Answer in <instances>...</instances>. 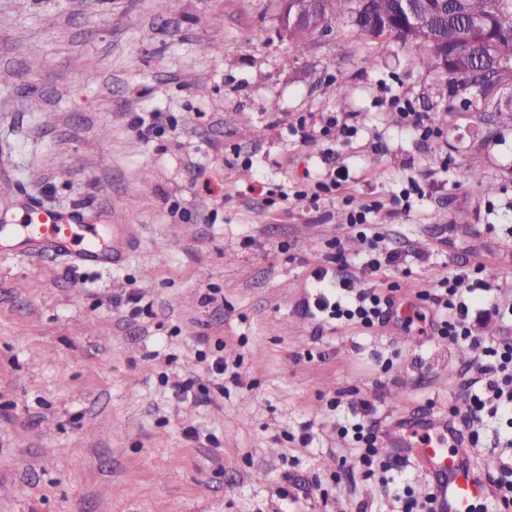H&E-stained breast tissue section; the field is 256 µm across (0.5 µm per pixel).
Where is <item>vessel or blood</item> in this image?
Segmentation results:
<instances>
[{
	"mask_svg": "<svg viewBox=\"0 0 512 512\" xmlns=\"http://www.w3.org/2000/svg\"><path fill=\"white\" fill-rule=\"evenodd\" d=\"M2 241L66 253L82 266L118 264L126 246L105 225L86 223L83 213L62 218L33 200L25 202L19 223L0 225ZM390 445L408 449L421 466L432 512H473L476 503L498 496L495 486L476 472L463 436L449 427L447 415L401 421Z\"/></svg>",
	"mask_w": 512,
	"mask_h": 512,
	"instance_id": "b4317fda",
	"label": "vessel or blood"
}]
</instances>
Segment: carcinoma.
<instances>
[{
    "instance_id": "cac0c4a2",
    "label": "carcinoma",
    "mask_w": 512,
    "mask_h": 512,
    "mask_svg": "<svg viewBox=\"0 0 512 512\" xmlns=\"http://www.w3.org/2000/svg\"><path fill=\"white\" fill-rule=\"evenodd\" d=\"M436 14L433 22L417 32L407 46L416 53L421 66L438 69L437 51L446 46L469 62L461 68L448 64L446 74L464 78L480 89L483 98L494 95V87L512 81V0H433ZM319 19L330 26L336 20L354 18L357 0H319ZM397 0H369L368 7L377 25L367 28L354 25L360 33L374 37H393L402 42L399 31L388 25L384 17H393Z\"/></svg>"
}]
</instances>
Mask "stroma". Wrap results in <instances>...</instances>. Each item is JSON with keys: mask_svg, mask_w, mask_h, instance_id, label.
<instances>
[{"mask_svg": "<svg viewBox=\"0 0 512 512\" xmlns=\"http://www.w3.org/2000/svg\"><path fill=\"white\" fill-rule=\"evenodd\" d=\"M281 9L0 0V214L35 198L132 228L112 270L0 255V512H400L350 464L353 406L383 432L432 408L460 421L482 347L303 304L316 267L375 250L396 256L378 281L398 307L472 259L512 304V84L486 102L344 18L301 45ZM152 112L176 133L142 140ZM332 121L356 135L332 142ZM332 169L335 193L296 198ZM371 201L375 223L347 233ZM219 357L237 375H209Z\"/></svg>", "mask_w": 512, "mask_h": 512, "instance_id": "obj_1", "label": "stroma"}]
</instances>
